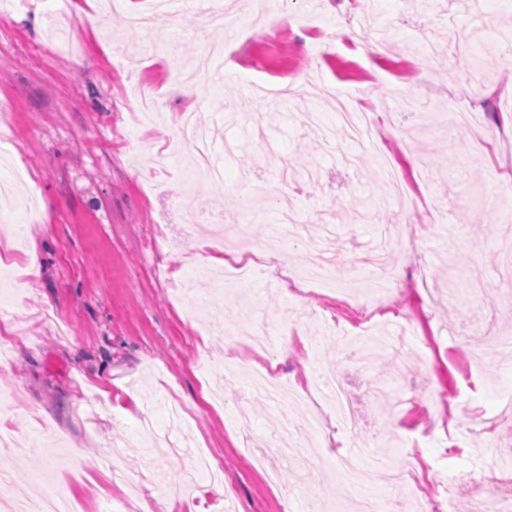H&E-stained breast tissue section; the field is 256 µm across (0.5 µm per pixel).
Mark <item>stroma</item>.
I'll return each mask as SVG.
<instances>
[{"instance_id": "35a3bbf8", "label": "stroma", "mask_w": 512, "mask_h": 512, "mask_svg": "<svg viewBox=\"0 0 512 512\" xmlns=\"http://www.w3.org/2000/svg\"><path fill=\"white\" fill-rule=\"evenodd\" d=\"M235 5L216 26L191 6L129 27L104 0H19L0 16V343L11 350L0 389L16 391L0 425L8 494L40 492L42 472L80 512H360L363 499L423 512L448 477L477 488L454 512H484L512 490L501 473L512 449V276L500 232L512 207V59L499 49L512 7L483 0H266ZM95 25H88L87 17ZM235 41L224 70L201 73L187 95L178 66ZM480 59L487 79L468 92ZM290 85L283 100L255 84ZM363 90L381 134L348 137L322 85ZM476 108L455 127L453 107ZM182 112L217 130L223 177L191 183L196 145L178 138ZM397 161L413 202L399 209L379 155ZM285 182L303 236L283 235L262 183ZM246 200V208L229 199ZM236 222L235 242L263 262L251 283L224 294L190 218ZM315 241L336 287L304 297L281 267L301 268ZM38 255L29 269L28 254ZM266 323L292 349L261 350L236 334ZM277 367L300 392L288 406L309 457L258 453L275 405L254 374ZM344 378L361 427L336 419L325 383ZM394 391L380 411L369 391ZM360 455H352L353 445ZM83 456L72 462L71 449Z\"/></svg>"}]
</instances>
